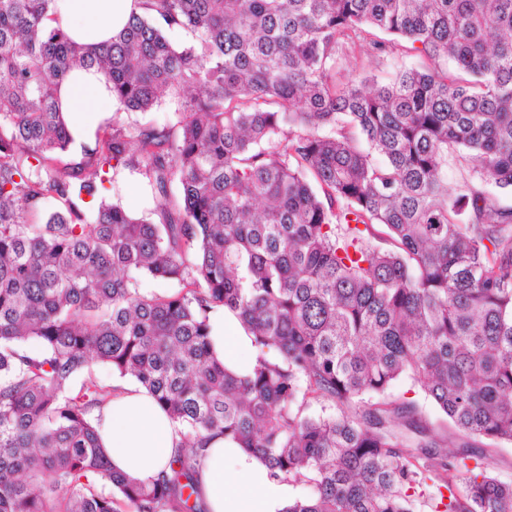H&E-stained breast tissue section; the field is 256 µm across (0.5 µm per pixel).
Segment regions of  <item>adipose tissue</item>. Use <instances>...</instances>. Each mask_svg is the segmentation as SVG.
Listing matches in <instances>:
<instances>
[{"instance_id": "ef3b65f1", "label": "adipose tissue", "mask_w": 512, "mask_h": 512, "mask_svg": "<svg viewBox=\"0 0 512 512\" xmlns=\"http://www.w3.org/2000/svg\"><path fill=\"white\" fill-rule=\"evenodd\" d=\"M135 0H53L49 26L76 41L104 43L123 28ZM60 110L74 141L95 133L117 108L105 78L96 69L72 71L61 86ZM217 360L240 373L252 354L250 339L235 315L219 309L211 337ZM117 395L97 411V434L112 467L149 481L168 468L178 451L179 426L149 391L131 378L113 379ZM200 496L207 512H284L290 496L286 482L269 477L264 464L223 437L207 445L199 473Z\"/></svg>"}]
</instances>
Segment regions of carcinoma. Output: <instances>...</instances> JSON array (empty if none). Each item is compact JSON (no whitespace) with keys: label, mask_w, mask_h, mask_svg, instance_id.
<instances>
[{"label":"carcinoma","mask_w":512,"mask_h":512,"mask_svg":"<svg viewBox=\"0 0 512 512\" xmlns=\"http://www.w3.org/2000/svg\"><path fill=\"white\" fill-rule=\"evenodd\" d=\"M51 6L0 0V512H204L217 435L310 488L284 512H418L429 481L435 512H512V483L391 392L512 445V205L487 191L512 193V0H142L100 45L47 27ZM402 48L420 65L385 82L358 64ZM80 68L119 108L64 163L58 92ZM163 103L168 123L133 118ZM120 169L151 217L83 209ZM217 307L275 358L217 362ZM94 361L179 423L171 474L112 469Z\"/></svg>","instance_id":"cac0c4a2"}]
</instances>
